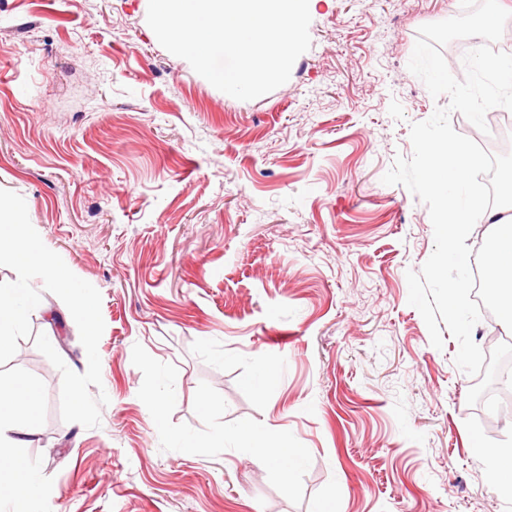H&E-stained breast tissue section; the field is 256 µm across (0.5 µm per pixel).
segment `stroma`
<instances>
[{
    "mask_svg": "<svg viewBox=\"0 0 512 512\" xmlns=\"http://www.w3.org/2000/svg\"><path fill=\"white\" fill-rule=\"evenodd\" d=\"M148 0H0V189L101 294V424L60 415L81 373L67 306L42 292L26 360L37 512H512L489 479L478 402L408 303L434 249L427 206L382 176L432 97L408 69L420 26L460 0H319L289 80L249 101L158 42ZM275 372L265 386L252 377ZM209 409H201L200 400ZM163 411H156V401ZM286 433L282 472L237 447ZM207 447L179 448L182 436ZM237 440L242 448H252L255 453L274 461L285 471H290L302 457L301 448L288 446L287 437L282 435L276 441L268 440L259 428L237 432Z\"/></svg>",
    "mask_w": 512,
    "mask_h": 512,
    "instance_id": "1",
    "label": "stroma"
}]
</instances>
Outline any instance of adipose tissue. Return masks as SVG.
Segmentation results:
<instances>
[{"label": "adipose tissue", "instance_id": "adipose-tissue-1", "mask_svg": "<svg viewBox=\"0 0 512 512\" xmlns=\"http://www.w3.org/2000/svg\"><path fill=\"white\" fill-rule=\"evenodd\" d=\"M502 193L506 210L486 213L484 219L493 229V239L483 256L487 272L485 288L495 298L502 323L512 330V167L502 176ZM38 401L36 387L21 377L0 380V474H7V485H0V498L11 504V512H31L33 502L43 489L42 475L31 460L19 455L26 438L32 435L24 415L32 414ZM241 447L291 470L300 460V449L290 447L286 438L268 440L262 430L251 428L239 431Z\"/></svg>", "mask_w": 512, "mask_h": 512}]
</instances>
